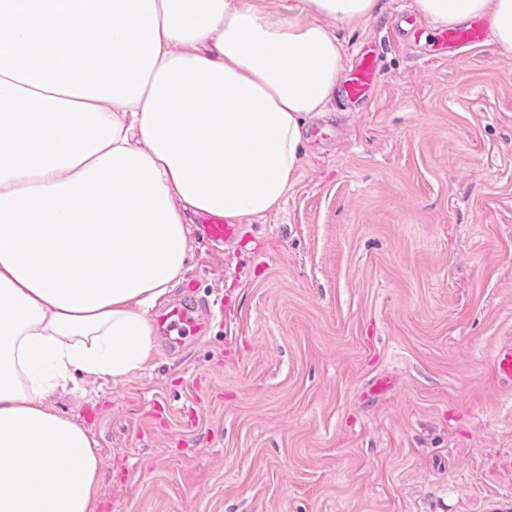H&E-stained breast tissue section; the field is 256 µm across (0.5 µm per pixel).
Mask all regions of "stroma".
<instances>
[{"label":"stroma","instance_id":"35a3bbf8","mask_svg":"<svg viewBox=\"0 0 512 512\" xmlns=\"http://www.w3.org/2000/svg\"><path fill=\"white\" fill-rule=\"evenodd\" d=\"M380 0L373 104L334 100L275 213L191 238L184 355L51 397L103 459L96 512H512V56L431 58Z\"/></svg>","mask_w":512,"mask_h":512}]
</instances>
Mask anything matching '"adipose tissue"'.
Instances as JSON below:
<instances>
[{
  "label": "adipose tissue",
  "instance_id": "obj_1",
  "mask_svg": "<svg viewBox=\"0 0 512 512\" xmlns=\"http://www.w3.org/2000/svg\"><path fill=\"white\" fill-rule=\"evenodd\" d=\"M480 17L512 55V0ZM378 0H0V512H94L96 443L49 397L143 368L188 217L276 210Z\"/></svg>",
  "mask_w": 512,
  "mask_h": 512
}]
</instances>
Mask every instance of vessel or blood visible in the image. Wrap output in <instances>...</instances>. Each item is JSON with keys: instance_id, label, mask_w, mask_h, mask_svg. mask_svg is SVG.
<instances>
[{"instance_id": "1", "label": "vessel or blood", "mask_w": 512, "mask_h": 512, "mask_svg": "<svg viewBox=\"0 0 512 512\" xmlns=\"http://www.w3.org/2000/svg\"><path fill=\"white\" fill-rule=\"evenodd\" d=\"M431 38L440 56L448 57L456 50L483 44L487 39V28L482 21L474 20L460 26L444 27L433 31ZM379 70L371 50H363L349 76L341 84L342 97L346 102L359 104L370 102L378 84ZM203 238L214 243L233 240L238 227L211 216L199 227ZM211 305L205 300L173 301L156 315L155 327L162 343L173 352L184 350L188 337H201L207 330L205 316Z\"/></svg>"}]
</instances>
